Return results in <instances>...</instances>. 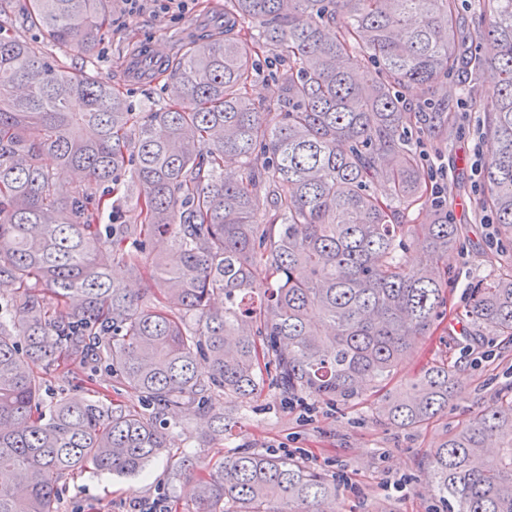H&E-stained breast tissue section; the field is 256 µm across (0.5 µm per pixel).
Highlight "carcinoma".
I'll return each instance as SVG.
<instances>
[{
  "label": "carcinoma",
  "instance_id": "1",
  "mask_svg": "<svg viewBox=\"0 0 512 512\" xmlns=\"http://www.w3.org/2000/svg\"><path fill=\"white\" fill-rule=\"evenodd\" d=\"M111 2L29 0V21L89 51ZM483 9L479 56L458 0H224V37L167 61L177 95L146 112L0 34V512H58L60 476L135 475L170 447L167 427L133 406L44 404L51 367L103 369L162 415L188 396L246 403L271 364L280 389L334 400L393 375L447 304L441 259L462 232L443 210L405 217L423 193L410 129L446 134L450 121L409 111L404 89L426 94L450 74L494 83L484 130L499 150L478 205L512 243V0ZM261 52L279 64L274 102L247 93ZM44 154L71 171V194H55ZM378 181L390 200L371 193ZM128 210L138 223H122ZM414 238L430 259L408 267ZM111 258L149 276L156 304L112 280ZM468 317L512 337V265L474 289ZM452 378L431 366L388 398L384 421L435 419ZM429 467L448 512H512V401L449 435ZM337 500L319 471L249 448L195 482L196 512H335Z\"/></svg>",
  "mask_w": 512,
  "mask_h": 512
}]
</instances>
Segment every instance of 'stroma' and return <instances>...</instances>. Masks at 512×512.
Instances as JSON below:
<instances>
[{
	"mask_svg": "<svg viewBox=\"0 0 512 512\" xmlns=\"http://www.w3.org/2000/svg\"><path fill=\"white\" fill-rule=\"evenodd\" d=\"M27 0H12L9 34L35 42L51 61L95 79L111 81L134 111H144L148 100L166 97V79L124 76L123 62L136 45L150 43L163 57L180 52L186 29L196 34L210 30L212 15L223 13L224 0H190L187 8H164L159 0H144L136 14L115 7L104 39L93 52L57 48L48 44L26 18ZM495 93L483 83L468 94L464 82L451 77L436 84L428 97L432 104L453 107L455 137L437 142L415 139L419 165L426 178L424 194L408 208L411 220L424 222L432 208L434 184L430 169L447 174L446 195L450 223L463 227L458 250L443 265L448 272L447 304L432 333L404 357L382 387L347 401L315 398L307 392L282 393L267 379L261 394L244 404L213 396L207 404L185 402L171 419L173 453H162L139 476H112L90 470L61 482L59 512H130L135 501L162 500L170 512H194V475L215 471L227 451L252 448L286 454L295 462L322 471L335 483L342 512H446L430 478L432 448L501 397L512 398V341L502 336H469L467 310L470 291L502 272L512 247L496 240L490 213L477 212L482 190L481 171L497 149L482 128L483 106ZM449 361L454 367V393L447 412L433 422L410 429L390 426L380 418L386 394L404 388L431 364ZM45 400L61 390H97L102 403L118 400L141 406L138 392L97 372L93 382L68 381L60 372L46 376ZM223 416L226 431L211 437L207 420ZM188 457L193 472L180 473L177 460Z\"/></svg>",
	"mask_w": 512,
	"mask_h": 512,
	"instance_id": "35a3bbf8",
	"label": "stroma"
}]
</instances>
